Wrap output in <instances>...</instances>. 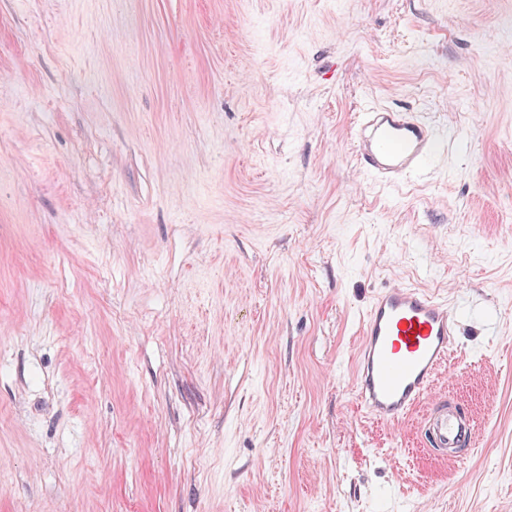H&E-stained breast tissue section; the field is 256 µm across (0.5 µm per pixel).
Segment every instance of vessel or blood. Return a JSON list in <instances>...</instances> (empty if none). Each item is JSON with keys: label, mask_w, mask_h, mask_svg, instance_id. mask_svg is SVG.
<instances>
[{"label": "vessel or blood", "mask_w": 512, "mask_h": 512, "mask_svg": "<svg viewBox=\"0 0 512 512\" xmlns=\"http://www.w3.org/2000/svg\"><path fill=\"white\" fill-rule=\"evenodd\" d=\"M350 143L358 169L386 185L421 171L444 145L429 121L393 106L364 108ZM458 318L446 301L419 288L381 289L366 310L356 354V391L366 413L397 425L428 401L420 432L444 461L473 444V423L454 399L429 396L457 345Z\"/></svg>", "instance_id": "1"}]
</instances>
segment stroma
I'll list each match as a JSON object with an SVG mask.
<instances>
[{
  "mask_svg": "<svg viewBox=\"0 0 512 512\" xmlns=\"http://www.w3.org/2000/svg\"><path fill=\"white\" fill-rule=\"evenodd\" d=\"M369 103L447 152L375 182ZM395 283L460 460L358 402ZM0 512H512V0H0ZM420 432L433 454L450 460L456 448L473 445V422L448 395L433 399L424 415Z\"/></svg>",
  "mask_w": 512,
  "mask_h": 512,
  "instance_id": "stroma-1",
  "label": "stroma"
}]
</instances>
